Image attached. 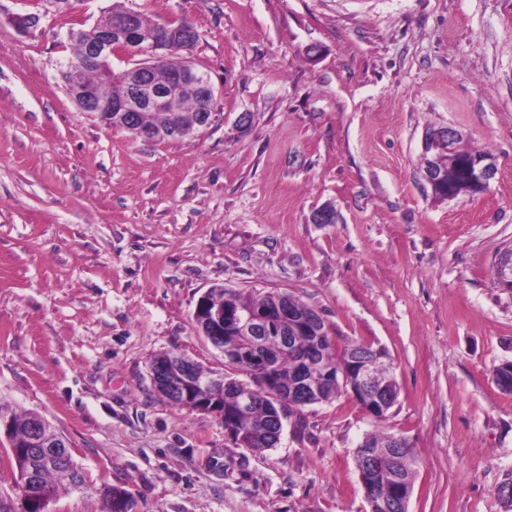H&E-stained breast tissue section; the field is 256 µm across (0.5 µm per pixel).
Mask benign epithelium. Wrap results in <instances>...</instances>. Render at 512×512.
<instances>
[{"label": "benign epithelium", "instance_id": "7a95c632", "mask_svg": "<svg viewBox=\"0 0 512 512\" xmlns=\"http://www.w3.org/2000/svg\"><path fill=\"white\" fill-rule=\"evenodd\" d=\"M37 15L33 13H14L9 22L15 31L26 33L35 27ZM181 40L188 44L193 39V30L172 26L166 22L158 28L148 31L134 24L113 22L99 28L95 36L88 41V59L76 67L66 69L72 89V101L79 111L91 112L108 119L114 130H131L137 137L149 142H162L176 137H189L210 126L214 120L213 106L218 99V91L208 73L192 60H187L180 68L171 71H155L146 76L142 73L130 75L131 92L122 99L103 96L99 90L97 63L112 56H133L145 50L152 58L161 59L173 50V42ZM184 87L193 88L201 97L199 110L179 115L176 121L164 128L151 124V113L160 109L178 111V94ZM459 134L453 128L437 129L425 135L422 149L424 157V178L435 191L448 187L446 199L453 200L460 195L475 194L485 190L497 174L495 159L490 154L474 153L463 159L457 154ZM193 316L200 317L208 332H218L227 327L236 336L244 338L257 352L250 360L244 361V367L259 366L267 372L268 395L281 404L296 400L304 404L314 402L322 396L325 388L340 376L346 390L370 415L375 416L396 404V388L392 376L393 370L381 375L372 365L361 358L333 371L329 364L328 349L325 348V334L328 330L321 326L316 317L298 318L289 307L288 301L281 299L273 307L243 308L225 299L217 304L211 303V297L203 294L198 299ZM296 323L309 333L311 341L304 348L292 345V340L283 336L281 341L288 344V350L296 356L297 378L286 387L275 383L273 360L263 352L269 336L276 331L273 322L276 319ZM151 380L154 390L171 404L184 406L192 411H200L215 416L232 439L247 445L245 434L232 423L224 411V399H229L241 411L253 405L252 391L245 387L225 388L224 378L211 377L210 386L222 387L221 397L200 400L191 390L192 376L196 375V362L184 355L165 352L150 362ZM47 423L43 418L35 419L32 425L28 448H68L70 443L60 435H47ZM362 454L359 474L378 472L380 458L386 456L396 459L398 448L402 447L401 437L391 438L383 450L367 449V438L359 443ZM388 482L398 488L396 498L380 504L376 493L363 486L365 498L370 510L382 506L388 512H408L406 507L411 496L412 483L392 473ZM23 512H49L52 504L42 492L24 490L22 493Z\"/></svg>", "mask_w": 512, "mask_h": 512}]
</instances>
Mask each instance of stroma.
Wrapping results in <instances>:
<instances>
[{
  "label": "stroma",
  "mask_w": 512,
  "mask_h": 512,
  "mask_svg": "<svg viewBox=\"0 0 512 512\" xmlns=\"http://www.w3.org/2000/svg\"><path fill=\"white\" fill-rule=\"evenodd\" d=\"M112 3L0 0V403L136 512H369L355 455L375 431L413 447L409 512H512L494 380L512 361V0H123L189 22L219 90L208 128L162 143L105 128L61 79L71 19ZM22 12L40 16L26 34L6 21ZM448 126L498 167L450 201L422 155ZM219 285L289 292L335 346L384 350L385 420L344 391L256 450L162 399L161 352L227 374L193 320Z\"/></svg>",
  "instance_id": "35a3bbf8"
}]
</instances>
